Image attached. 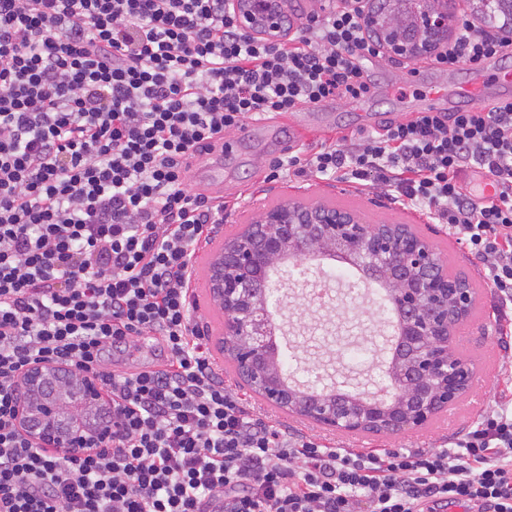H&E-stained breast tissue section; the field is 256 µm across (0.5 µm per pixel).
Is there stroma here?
<instances>
[{
    "label": "stroma",
    "mask_w": 512,
    "mask_h": 512,
    "mask_svg": "<svg viewBox=\"0 0 512 512\" xmlns=\"http://www.w3.org/2000/svg\"><path fill=\"white\" fill-rule=\"evenodd\" d=\"M366 71L372 84L367 97L355 101L336 100L318 107L306 106L294 115L271 118L262 130L225 157L224 194L235 199L236 204L225 209L224 222L217 225L213 241L217 244L224 242L241 231L259 211L288 200L322 202L354 210L371 224L411 225L445 262L462 272L474 286V309L458 326L453 339L456 351L477 366L474 387L425 427L393 434L341 433L323 429L304 417L284 413L255 394L239 382L222 352H214L213 360L223 367L225 380L235 384L246 404L254 407L256 412L316 435L324 443L349 444L362 451L432 448L444 444L446 438L457 435L473 422V415L466 411L469 404L477 401L491 405L496 392L503 387L498 369L489 368L482 359L487 348L497 346L498 339L493 299L478 262L448 234L445 226L430 223L420 213L400 207L388 191L358 186L343 175L329 181L293 177L275 183L266 181L265 175L269 162L280 156L285 141L292 139L297 144L308 145L337 132L369 133L385 121L409 119L425 106L427 88L436 83L454 91L476 73L483 76L489 96H512V83L505 81L506 75H512V57L493 60L475 69L463 66L455 70L439 68L428 58L404 62L386 57L367 63ZM332 272L331 299L326 306L307 308L305 291L291 286L281 310L289 339L304 349L300 356L302 362L310 367L328 364L349 372L355 365L345 354L344 347L360 335H372L377 315L363 294L352 292L351 286L357 278L351 266L336 263Z\"/></svg>",
    "instance_id": "stroma-1"
}]
</instances>
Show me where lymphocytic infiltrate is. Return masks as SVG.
<instances>
[{"instance_id":"1","label":"lymphocytic infiltrate","mask_w":512,"mask_h":512,"mask_svg":"<svg viewBox=\"0 0 512 512\" xmlns=\"http://www.w3.org/2000/svg\"><path fill=\"white\" fill-rule=\"evenodd\" d=\"M512 53V18L461 15L438 65ZM378 53L354 5L287 40L245 36L224 0H0V512H512V102L426 111L272 160L268 180L389 186L465 245L508 352L495 405L437 450L361 453L257 417L192 322L197 251L224 221L187 156L263 115L356 100ZM481 170L492 195L459 175ZM165 361L106 370L113 346ZM94 373L112 445L81 458L15 424L31 362Z\"/></svg>"}]
</instances>
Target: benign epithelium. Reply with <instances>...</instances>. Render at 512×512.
<instances>
[{
    "label": "benign epithelium",
    "mask_w": 512,
    "mask_h": 512,
    "mask_svg": "<svg viewBox=\"0 0 512 512\" xmlns=\"http://www.w3.org/2000/svg\"><path fill=\"white\" fill-rule=\"evenodd\" d=\"M444 2L403 0L410 25L399 31L380 12L382 0H359L356 7L382 56L412 61L448 47L454 16ZM224 6L249 37L277 42L286 35L288 0H226ZM350 240L356 245L348 262L378 261L394 306L405 313L403 361L412 381L389 409L373 405L356 388L343 391L335 383L332 392H344L354 404L338 408L315 393L305 416L344 433L421 428L436 408L453 405L474 383V367L448 346V338L467 318L473 296L463 284L448 287L437 254L401 229L368 224L354 211L321 203L287 201L263 210L245 237L231 248L219 247L209 260V289L224 313V335L233 337L241 375L273 405L294 406V390L261 369L274 343L264 316L276 288L269 271L281 269L285 254L297 268L340 252ZM16 402L17 427L35 448L78 457L112 442V401L90 373L62 362L30 363L17 380Z\"/></svg>",
    "instance_id": "7a95c632"
}]
</instances>
